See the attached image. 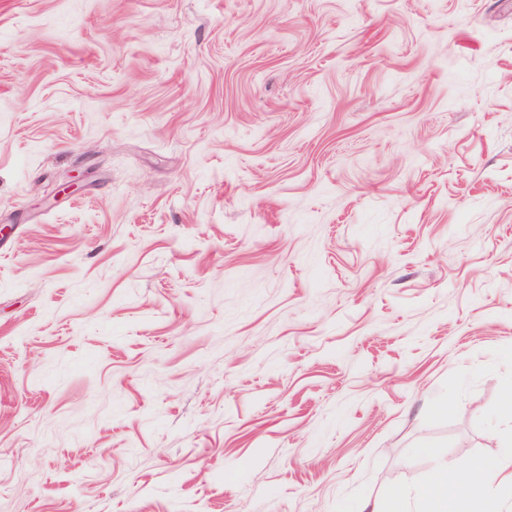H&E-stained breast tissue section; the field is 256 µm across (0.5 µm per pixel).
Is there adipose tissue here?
Instances as JSON below:
<instances>
[{
	"label": "adipose tissue",
	"instance_id": "1",
	"mask_svg": "<svg viewBox=\"0 0 512 512\" xmlns=\"http://www.w3.org/2000/svg\"><path fill=\"white\" fill-rule=\"evenodd\" d=\"M502 421L509 429L502 435L503 449L492 460L475 459L469 462L468 481L449 477L448 463L434 457L433 466L415 494L423 512H489L494 499L490 494L492 481L512 484V402H505Z\"/></svg>",
	"mask_w": 512,
	"mask_h": 512
}]
</instances>
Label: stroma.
Listing matches in <instances>:
<instances>
[{"mask_svg": "<svg viewBox=\"0 0 512 512\" xmlns=\"http://www.w3.org/2000/svg\"><path fill=\"white\" fill-rule=\"evenodd\" d=\"M0 512H336L500 452L512 0H0Z\"/></svg>", "mask_w": 512, "mask_h": 512, "instance_id": "1", "label": "stroma"}]
</instances>
